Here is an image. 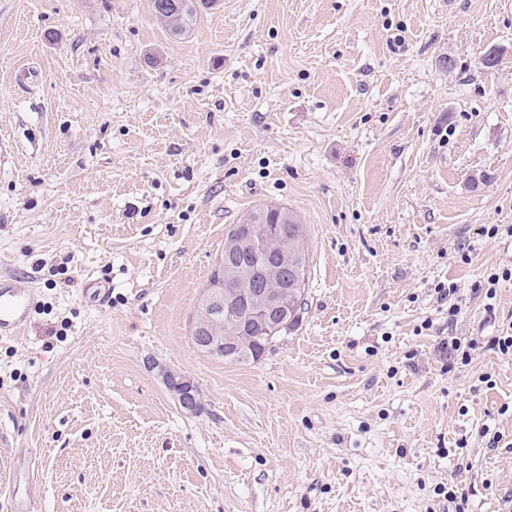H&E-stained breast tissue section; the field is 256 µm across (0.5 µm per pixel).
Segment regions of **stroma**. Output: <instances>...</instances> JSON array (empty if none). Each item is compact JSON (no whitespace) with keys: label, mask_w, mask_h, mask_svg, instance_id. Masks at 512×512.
<instances>
[{"label":"stroma","mask_w":512,"mask_h":512,"mask_svg":"<svg viewBox=\"0 0 512 512\" xmlns=\"http://www.w3.org/2000/svg\"><path fill=\"white\" fill-rule=\"evenodd\" d=\"M266 203L306 229L298 324L206 356L202 288ZM491 224L512 0H224L179 37L149 0H0V275L38 289L0 340V485L38 512H454L441 487L512 512V357L442 348L512 327V282L491 312L476 292L512 265ZM481 342L478 339L471 338L469 340H463L460 338L453 337L449 343H447L446 350L449 348L450 350V360L452 359L453 363L462 365H469L472 360V353L476 351L480 346ZM161 375L180 410L187 415H197L203 406L197 384L188 375L170 368L161 369Z\"/></svg>","instance_id":"stroma-1"}]
</instances>
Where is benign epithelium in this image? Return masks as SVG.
I'll use <instances>...</instances> for the list:
<instances>
[{
    "mask_svg": "<svg viewBox=\"0 0 512 512\" xmlns=\"http://www.w3.org/2000/svg\"><path fill=\"white\" fill-rule=\"evenodd\" d=\"M275 234L265 225L240 224L224 236V249L216 258L223 265L224 284L229 289L211 285L204 287L198 306L197 319L191 326L195 347L212 357L230 358L248 345L245 319L283 321L290 305L288 289L280 280L288 273L298 274L288 249L267 248ZM269 249L274 254L266 263L264 277L246 274L234 261L249 251ZM168 391L186 415L198 414L203 406L200 389L186 374L170 368L161 369Z\"/></svg>",
    "mask_w": 512,
    "mask_h": 512,
    "instance_id": "7a95c632",
    "label": "benign epithelium"
}]
</instances>
